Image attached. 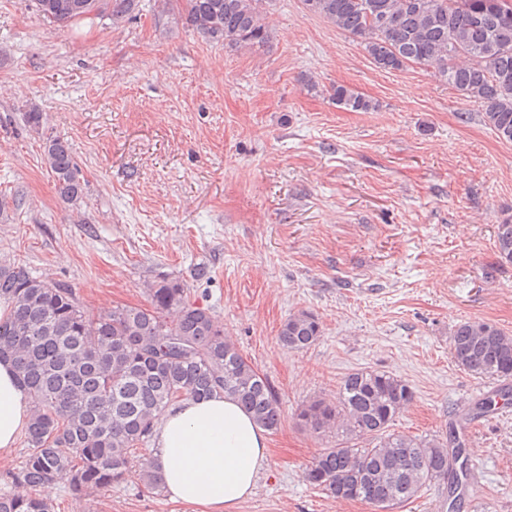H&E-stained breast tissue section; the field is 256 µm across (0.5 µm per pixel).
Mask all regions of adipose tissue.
<instances>
[{
  "mask_svg": "<svg viewBox=\"0 0 512 512\" xmlns=\"http://www.w3.org/2000/svg\"><path fill=\"white\" fill-rule=\"evenodd\" d=\"M30 404L11 361L0 360V456L8 455L28 425ZM151 466L170 500L196 512H238L267 465V436L230 396L187 398L154 432Z\"/></svg>",
  "mask_w": 512,
  "mask_h": 512,
  "instance_id": "1",
  "label": "adipose tissue"
}]
</instances>
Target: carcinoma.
I'll return each instance as SVG.
<instances>
[{"instance_id":"carcinoma-1","label":"carcinoma","mask_w":512,"mask_h":512,"mask_svg":"<svg viewBox=\"0 0 512 512\" xmlns=\"http://www.w3.org/2000/svg\"><path fill=\"white\" fill-rule=\"evenodd\" d=\"M139 0H25L39 16L67 27L92 16L114 22L134 13ZM188 28L231 48L260 51L271 31L264 0H186ZM307 12L359 40L376 67H435L449 86L484 107L483 121L512 143V0H303ZM330 98L354 112L375 103L338 85ZM59 199L84 195L70 143L50 137L43 147ZM495 247L512 262V218L497 225ZM146 307L116 306L93 313L75 291L32 275L19 263H0V299L12 314L0 322V358L13 362L31 407L19 466L0 474V512H54L38 496L46 483L91 495L139 481L160 495L163 487L142 458L153 429L185 397L235 398L267 432L282 423L279 400L267 377L224 336L212 311L189 289L163 278L147 283ZM322 336L319 318L305 310L288 315L281 345L304 351ZM450 352L463 370L481 378H512V336L484 320L458 324ZM404 380L385 371L347 374L333 399L317 397L296 414L304 429L326 438L306 472L330 498L360 500L377 512H394L422 491L448 480V499L466 475L464 441L449 435L419 439L392 430L413 401ZM512 400L507 391L488 396L478 413ZM375 443L359 448L355 440Z\"/></svg>"}]
</instances>
